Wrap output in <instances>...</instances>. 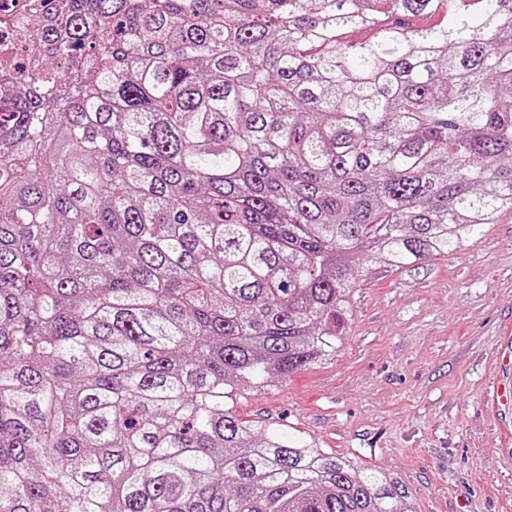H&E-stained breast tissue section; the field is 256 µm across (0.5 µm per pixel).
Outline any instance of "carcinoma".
I'll return each instance as SVG.
<instances>
[{
	"label": "carcinoma",
	"mask_w": 512,
	"mask_h": 512,
	"mask_svg": "<svg viewBox=\"0 0 512 512\" xmlns=\"http://www.w3.org/2000/svg\"><path fill=\"white\" fill-rule=\"evenodd\" d=\"M451 2L40 0L18 19L0 512H415L393 473L234 407L336 356L365 268L512 213V0Z\"/></svg>",
	"instance_id": "carcinoma-1"
}]
</instances>
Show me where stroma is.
<instances>
[{
  "label": "stroma",
  "mask_w": 512,
  "mask_h": 512,
  "mask_svg": "<svg viewBox=\"0 0 512 512\" xmlns=\"http://www.w3.org/2000/svg\"><path fill=\"white\" fill-rule=\"evenodd\" d=\"M335 358L250 394L244 421H276L319 447L396 474L415 512H512V214L454 254L369 269Z\"/></svg>",
  "instance_id": "stroma-1"
}]
</instances>
